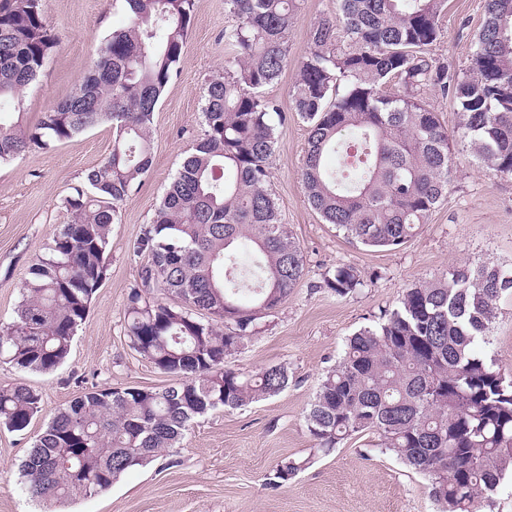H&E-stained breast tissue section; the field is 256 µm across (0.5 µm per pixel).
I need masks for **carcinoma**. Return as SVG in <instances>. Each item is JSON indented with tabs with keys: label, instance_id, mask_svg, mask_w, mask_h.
<instances>
[{
	"label": "carcinoma",
	"instance_id": "cac0c4a2",
	"mask_svg": "<svg viewBox=\"0 0 512 512\" xmlns=\"http://www.w3.org/2000/svg\"><path fill=\"white\" fill-rule=\"evenodd\" d=\"M112 31L68 99L33 126L0 122V164L70 140L101 123L112 153L63 199L71 222L36 254L15 317L0 322V357L31 372L55 370L107 276L112 224L151 168L152 123L177 74L195 0H124ZM300 0H225L237 49L203 88L205 132L185 158L134 252L147 258L127 297L129 346L177 378L164 389L95 386L57 410L22 464L43 502L107 491L127 471L167 457L193 420L237 409L288 386V369L250 375L226 367L259 332L262 315L303 275L300 246L282 224L268 182L279 106L261 89L288 66ZM315 21L298 62L293 110L307 124L301 181L327 224L368 248L413 238L448 194L453 143L512 175V0H484L468 70L430 54L448 0H339ZM57 47L42 0H0V100L23 109ZM451 95L457 135L418 92ZM362 285L339 267L324 286L344 297ZM512 272L458 265L404 291L378 322L355 332L306 413L320 451L364 430L428 478L441 512H474L512 473V379L483 347ZM42 395L0 385V425L22 432ZM305 466H277L272 485Z\"/></svg>",
	"mask_w": 512,
	"mask_h": 512
}]
</instances>
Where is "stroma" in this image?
I'll return each instance as SVG.
<instances>
[{
  "instance_id": "stroma-1",
  "label": "stroma",
  "mask_w": 512,
  "mask_h": 512,
  "mask_svg": "<svg viewBox=\"0 0 512 512\" xmlns=\"http://www.w3.org/2000/svg\"><path fill=\"white\" fill-rule=\"evenodd\" d=\"M42 9L58 46L38 79L23 89V115L5 101L1 121L36 124L75 90L98 49L125 22L123 0H43ZM337 10L336 0H301L288 33L289 64L262 91L286 116L277 128L269 187L302 250L304 275L227 365L250 373L286 365L287 387L242 408L196 418L174 450L175 465L161 459L128 471L98 496L40 504L23 489L18 465L58 408L95 385L164 388L175 382L130 348L124 321L127 295L145 263L132 246L204 134L206 81L222 75L225 60L235 54L224 41L231 22L225 0H196L177 74L154 112L152 166L120 206L106 279L67 359L49 373L23 371L0 359V385L23 382L42 395V410L26 431L0 428V512H437L426 478L385 451L377 434L349 435L325 454L307 431L305 410L348 337L394 308L406 288L438 279L458 264L512 269V176L459 152L447 197L415 237L394 249L364 248L324 223L301 182L308 127L293 112L290 91L310 26ZM483 21V0H448L432 55L465 68ZM114 138L111 124L103 123L0 164V322L14 316L36 253L70 222L63 198L110 155ZM339 266L354 267L364 280L343 298L322 286L327 272ZM489 340V355L512 377V293L498 303ZM294 459L306 460L305 469L282 486H270L276 466Z\"/></svg>"
}]
</instances>
